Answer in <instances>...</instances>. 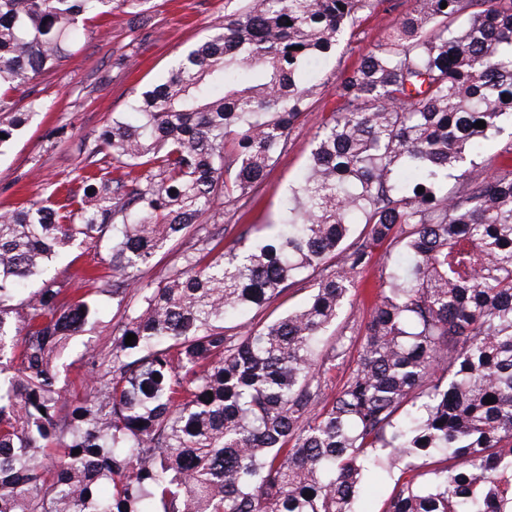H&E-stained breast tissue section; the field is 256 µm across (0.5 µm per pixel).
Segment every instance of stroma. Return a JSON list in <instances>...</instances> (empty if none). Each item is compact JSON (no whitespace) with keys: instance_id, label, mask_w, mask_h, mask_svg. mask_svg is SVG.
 <instances>
[{"instance_id":"35a3bbf8","label":"stroma","mask_w":512,"mask_h":512,"mask_svg":"<svg viewBox=\"0 0 512 512\" xmlns=\"http://www.w3.org/2000/svg\"><path fill=\"white\" fill-rule=\"evenodd\" d=\"M408 4L409 0H384L377 14L358 29L350 49L312 62L307 77L318 88L287 149L256 190L255 201L245 206L223 203L202 218L203 227H224L226 238L232 239L244 225L276 219L284 196L307 162L313 133L336 109L337 85L362 55L385 39ZM223 21L224 0H153L148 15L134 18L117 10L90 22L73 55L15 95L22 105L40 99L45 109L0 154V214L23 200L46 196L55 185L72 178L101 127L126 111L134 96L156 81L181 50L201 41ZM395 257L384 246L374 251L354 277L341 320L364 325L379 300L381 274ZM111 334L112 315L107 312L62 357L60 364L69 376L68 395L83 389L85 345L105 349Z\"/></svg>"}]
</instances>
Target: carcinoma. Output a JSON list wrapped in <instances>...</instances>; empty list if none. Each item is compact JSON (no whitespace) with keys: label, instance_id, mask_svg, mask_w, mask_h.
I'll list each match as a JSON object with an SVG mask.
<instances>
[{"label":"carcinoma","instance_id":"carcinoma-1","mask_svg":"<svg viewBox=\"0 0 512 512\" xmlns=\"http://www.w3.org/2000/svg\"><path fill=\"white\" fill-rule=\"evenodd\" d=\"M149 2L0 0V150L43 108L12 93L90 20ZM378 5L225 0L137 119L101 128L77 189L0 214V512H359L393 475L381 512H512V166L473 175L512 122V0H414L337 87L278 219L142 282L218 203L251 198L307 110L302 71ZM384 243L411 267L385 270L338 388V318ZM75 244L112 269L80 297L51 272ZM311 271L301 303L255 319ZM103 297L118 321L73 399L58 360Z\"/></svg>","mask_w":512,"mask_h":512}]
</instances>
